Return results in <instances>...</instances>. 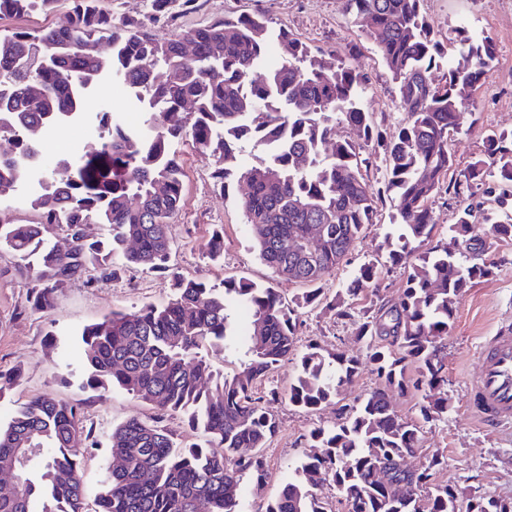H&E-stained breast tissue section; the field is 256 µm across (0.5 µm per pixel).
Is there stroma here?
I'll return each mask as SVG.
<instances>
[{"label": "stroma", "instance_id": "1", "mask_svg": "<svg viewBox=\"0 0 512 512\" xmlns=\"http://www.w3.org/2000/svg\"><path fill=\"white\" fill-rule=\"evenodd\" d=\"M422 9L445 56L456 57L454 38L460 28L491 37L498 49L491 77L477 91L474 102L463 109L457 128L448 136L453 158L448 177L455 180L472 162L484 157L489 131L512 130V0H424ZM257 13L265 16L269 26L287 30L311 49L353 57L365 83L362 108L372 126L389 133L396 130L404 114L395 102V85L374 43L354 25L345 0H198L191 12L169 22H157L154 30L166 37L227 15ZM336 136L354 146L371 188H381V152L356 128L337 125ZM176 150L186 173L184 203L168 233L172 262L180 273L216 285L227 277H245L276 288L286 301L302 294L303 284L276 276L261 261L240 207L246 184L233 179L218 185L211 165L196 155L189 140H181ZM376 207L374 222L364 225L347 262L323 281L327 296L348 288L356 271L371 263L381 271V297L392 304L401 299L408 269L386 266L381 249L386 235L398 232L390 197H380ZM216 230L224 233V254L214 261L206 256L202 245ZM487 243L494 272L475 280L461 296L448 335V412L425 424L421 452L408 458L406 464L416 468L438 458L435 484L454 488L464 499L480 495L512 502V428L498 432L483 429L467 412L465 402V383L477 371L480 341L500 321L512 318V240L491 236ZM29 289L30 280L20 260L0 245V373L17 367L23 373L13 390L0 399V422H6L20 403L41 394L82 404L102 443L113 425L131 417H154L150 406L122 390L102 396L81 390V349L75 332L115 311L166 302L171 295L168 279L128 269L118 278L92 285L76 280L59 293L55 308L47 314L29 310ZM301 320L298 351H305L312 342L328 351L348 354L361 347L354 324L337 318L325 306L304 309ZM378 385L370 366L365 365L330 404L319 409H301L281 396L269 401L267 409L278 423L275 437L264 450L270 476L260 488L249 479L241 480L244 512H263L287 477L289 465L309 452L311 430L334 425L340 406L356 404Z\"/></svg>", "mask_w": 512, "mask_h": 512}]
</instances>
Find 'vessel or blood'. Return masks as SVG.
<instances>
[{
	"label": "vessel or blood",
	"mask_w": 512,
	"mask_h": 512,
	"mask_svg": "<svg viewBox=\"0 0 512 512\" xmlns=\"http://www.w3.org/2000/svg\"><path fill=\"white\" fill-rule=\"evenodd\" d=\"M478 373L466 382L467 409L487 429L512 426V323L505 322L478 346Z\"/></svg>",
	"instance_id": "vessel-or-blood-1"
}]
</instances>
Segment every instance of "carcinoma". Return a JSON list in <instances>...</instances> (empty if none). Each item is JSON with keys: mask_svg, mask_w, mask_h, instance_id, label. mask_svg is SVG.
<instances>
[{"mask_svg": "<svg viewBox=\"0 0 512 512\" xmlns=\"http://www.w3.org/2000/svg\"><path fill=\"white\" fill-rule=\"evenodd\" d=\"M61 0H0V20L47 16ZM101 0H68L65 27L0 29V137L21 146L17 159L0 156V196L18 193L40 214L36 224L0 220V243L31 275V309L49 313L71 281L113 279L125 268L170 273L173 295L160 305L114 311L76 331L83 347L86 386L119 388L157 415L178 413L205 444H182L157 420L129 418L112 427L104 475L86 503L82 462L98 448L93 426L77 404L49 395L17 406L0 423V463L19 460L20 491L0 494V512H242L239 486L247 476L265 483L263 453L278 424L266 408L279 395L314 410L333 400L367 361L379 386L340 409L331 427L310 433L319 454L295 464L264 512H325L313 487L336 486L347 512H512V503L471 497L431 482L438 460L404 466L422 442L423 424L448 411L442 343L456 304L474 278L488 276L479 231L512 240V132L486 136V158L463 178L445 182L452 166L448 134L462 109L491 76L496 44L460 30L459 58L448 78H430L442 59L421 12L423 0H346L358 27L375 44L396 88L404 118L388 135L374 130L361 107L358 67L332 63L285 30L272 32L260 16L224 17L171 38L140 20L112 23ZM196 0H153V12L174 18ZM194 52L185 54V44ZM277 47L280 66L259 82L253 73ZM119 82L141 123L128 127L92 108L99 85ZM362 130L381 148L382 189L360 173L352 145L336 138V124ZM76 125L87 134L80 151L47 170L39 161L45 136ZM188 136L210 161L214 178L235 174L248 192L242 200L260 259L273 273L309 286L285 305L274 288L245 278L222 285L170 271L168 224L183 206L184 170L175 151ZM264 155L238 171L241 145ZM483 190L474 202L475 191ZM441 192L469 199L448 225V242L419 247L434 228L430 202ZM390 197L402 229L384 241L387 262L409 265L401 300L379 302L376 267L359 269L347 289L373 299L355 320L363 343L357 354L331 353L316 343L298 354L296 309L322 303L317 287L373 223L376 194ZM104 224L107 235L89 240L84 225ZM321 235L310 234V226ZM66 234L60 251L51 238ZM250 316L244 352L232 373L214 368L203 348L222 354L235 346L229 303ZM298 361L288 390L262 395L257 384L281 362ZM420 395L421 421L392 408L389 392ZM407 483V493L397 484Z\"/></svg>", "mask_w": 512, "mask_h": 512, "instance_id": "obj_1", "label": "carcinoma"}]
</instances>
